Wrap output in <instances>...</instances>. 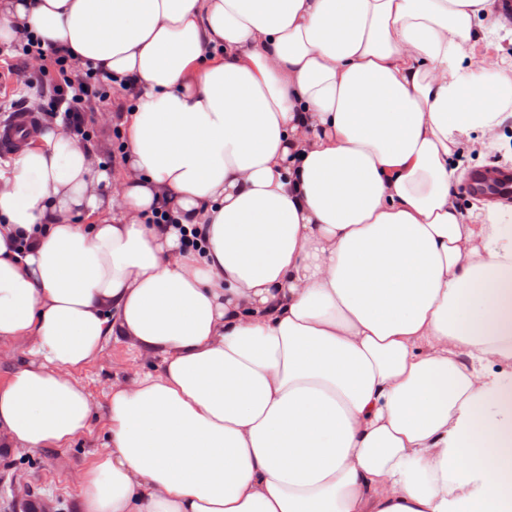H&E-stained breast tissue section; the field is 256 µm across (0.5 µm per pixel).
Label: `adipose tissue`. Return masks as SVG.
Returning <instances> with one entry per match:
<instances>
[{
	"label": "adipose tissue",
	"instance_id": "1",
	"mask_svg": "<svg viewBox=\"0 0 512 512\" xmlns=\"http://www.w3.org/2000/svg\"><path fill=\"white\" fill-rule=\"evenodd\" d=\"M493 7L0 0L126 86L118 176L58 117L0 164V447L83 434L115 340L157 370L74 512H512V206L455 191L512 118ZM492 45L480 42L477 46V53L486 54L492 57L512 58V34L510 31H500L499 36L491 41ZM29 344L26 341H16L12 343H1L0 345V381L7 377L8 370L12 363L23 356L28 349Z\"/></svg>",
	"mask_w": 512,
	"mask_h": 512
}]
</instances>
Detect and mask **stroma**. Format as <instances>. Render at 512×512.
Wrapping results in <instances>:
<instances>
[{
  "mask_svg": "<svg viewBox=\"0 0 512 512\" xmlns=\"http://www.w3.org/2000/svg\"><path fill=\"white\" fill-rule=\"evenodd\" d=\"M9 73L0 84V120L8 118L11 105L25 101L41 118L54 114L50 102L52 87L63 76L87 79L92 95L82 103L86 123L77 137L90 144L102 167L119 171L121 166V132L106 122V114L118 111L123 102L120 89L100 76L86 75L84 68L68 64L59 70L51 54L25 55L20 42L0 43V74ZM148 360L137 357L119 342H109L102 352L78 373L94 404L88 430L68 447L46 448L36 452L5 451L0 453V512H13L14 492L29 487L35 496L56 505L58 512H71L78 492L76 474L90 459L91 452L107 441L105 403L114 381L132 378L135 372L149 370Z\"/></svg>",
  "mask_w": 512,
  "mask_h": 512,
  "instance_id": "obj_1",
  "label": "stroma"
}]
</instances>
